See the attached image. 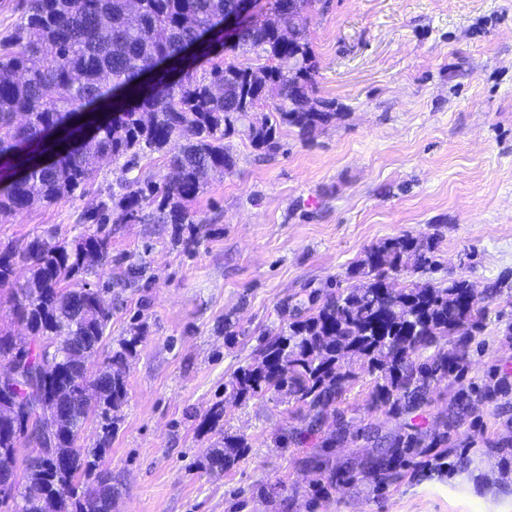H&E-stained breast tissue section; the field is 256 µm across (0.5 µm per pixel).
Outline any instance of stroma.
Listing matches in <instances>:
<instances>
[{
	"label": "stroma",
	"mask_w": 512,
	"mask_h": 512,
	"mask_svg": "<svg viewBox=\"0 0 512 512\" xmlns=\"http://www.w3.org/2000/svg\"><path fill=\"white\" fill-rule=\"evenodd\" d=\"M305 30L315 96L339 119L307 139L282 130L270 155L233 137L235 165L189 204L190 223H156L148 208L113 225L112 262L87 278L112 310L97 360L131 332L142 341L115 430L90 418L76 445L102 449L112 512H512V448L497 445L512 433V393L480 404L456 445L418 449L383 485L363 473L375 448L362 427L395 434L411 421L434 432L454 385L391 417L368 407L373 376L356 365L339 405L352 428L332 448L291 441L300 420L284 396L224 391L263 330L288 322L312 291L352 287L351 268L385 239L439 240L435 264L398 276L399 286L462 274L480 290L512 279V0H327ZM169 175L161 154L127 172L100 160L82 193L0 224V249L77 239L82 216L121 194L123 179ZM132 263L145 270L123 284ZM491 308L467 367L476 381L512 373V304L501 297ZM226 434L247 447L217 474L207 459ZM332 475L336 490L314 495Z\"/></svg>",
	"instance_id": "obj_1"
}]
</instances>
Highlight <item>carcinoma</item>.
<instances>
[{"label":"carcinoma","instance_id":"1","mask_svg":"<svg viewBox=\"0 0 512 512\" xmlns=\"http://www.w3.org/2000/svg\"><path fill=\"white\" fill-rule=\"evenodd\" d=\"M321 0H273L274 19L244 29L230 51L254 54L259 64L241 67L224 58L211 64L210 80L194 70L177 71L169 61L190 44L208 55L224 49V16L238 0H28L27 17L0 41V223L23 211L71 197L93 177L102 157L124 160L162 153L175 172L162 184L135 179L118 200L99 205L96 228L72 244L54 236L34 238L22 252L0 250V307L25 324L29 340L0 329V359L37 368L41 384L19 381L0 392V481L15 480L23 463L24 491L1 497L11 512H112V478L100 468L102 449L78 448L76 436L92 416L114 427L127 396L125 368L140 342L136 333L118 340L102 365L94 355L112 313L76 277L98 274L108 262L115 224L134 220L157 204V222L184 224L188 204L209 178L235 165L228 140L244 136L260 151L274 152L281 128L304 139L336 120L332 102L313 97L317 65L303 28ZM112 101L104 104V91ZM273 111L252 109L268 94ZM184 141L177 153L173 139ZM434 237L404 234L368 248L350 271L361 283L338 288L319 306L305 308L262 337L259 358L234 373L224 390L238 399L274 393L307 409L298 432L320 433L325 412L336 408L363 360L374 375L368 404L398 416L427 401L431 386L456 384L443 431L427 438L418 425L403 434L374 433L377 454L370 469L391 478L416 448H439L471 417L475 402H492L512 388L495 369L478 383L466 380L471 342L486 326L489 303L505 295L506 281L488 284L470 298L464 277L448 286H392L407 271L435 263ZM28 276L14 279L16 259ZM67 405L70 421L23 459L18 448L30 425L51 419ZM248 447L235 436L212 449L208 469L224 466Z\"/></svg>","mask_w":512,"mask_h":512}]
</instances>
